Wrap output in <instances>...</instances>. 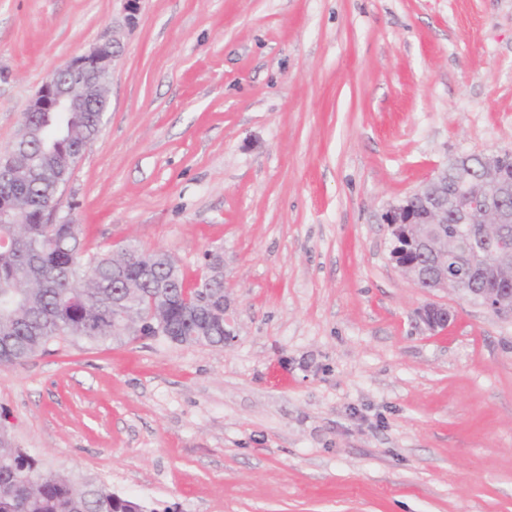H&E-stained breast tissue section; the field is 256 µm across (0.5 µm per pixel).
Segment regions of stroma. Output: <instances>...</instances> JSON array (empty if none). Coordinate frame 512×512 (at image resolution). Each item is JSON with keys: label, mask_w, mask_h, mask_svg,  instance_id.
<instances>
[{"label": "stroma", "mask_w": 512, "mask_h": 512, "mask_svg": "<svg viewBox=\"0 0 512 512\" xmlns=\"http://www.w3.org/2000/svg\"><path fill=\"white\" fill-rule=\"evenodd\" d=\"M0 0V153L119 38L57 219L87 249L224 254L230 345L53 344L0 366L43 469L177 512H512V320L425 293L381 215L512 153V0ZM448 305L429 335L417 312Z\"/></svg>", "instance_id": "1"}]
</instances>
